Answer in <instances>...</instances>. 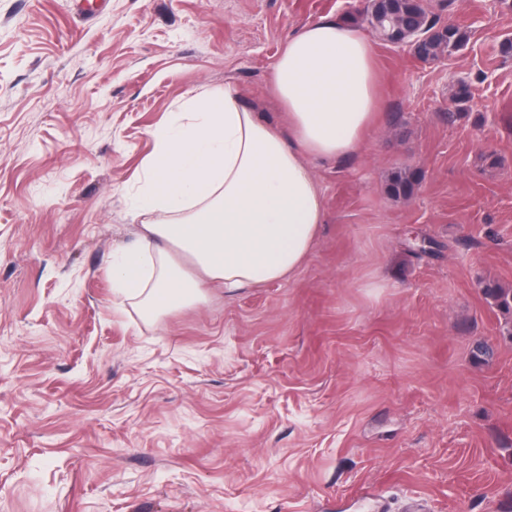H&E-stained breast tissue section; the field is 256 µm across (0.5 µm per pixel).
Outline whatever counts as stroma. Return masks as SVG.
Wrapping results in <instances>:
<instances>
[{
  "mask_svg": "<svg viewBox=\"0 0 512 512\" xmlns=\"http://www.w3.org/2000/svg\"><path fill=\"white\" fill-rule=\"evenodd\" d=\"M426 2L469 40L376 42L292 279L152 321L111 275L151 130L228 82L283 124L289 32L349 0H0V512H512V0Z\"/></svg>",
  "mask_w": 512,
  "mask_h": 512,
  "instance_id": "1",
  "label": "stroma"
}]
</instances>
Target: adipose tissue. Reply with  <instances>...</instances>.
I'll return each mask as SVG.
<instances>
[{
  "label": "adipose tissue",
  "instance_id": "ef3b65f1",
  "mask_svg": "<svg viewBox=\"0 0 512 512\" xmlns=\"http://www.w3.org/2000/svg\"><path fill=\"white\" fill-rule=\"evenodd\" d=\"M287 132L225 85L194 95L154 131L132 192L141 234L112 264L120 300L145 316L290 278L327 219L311 160L360 152L381 108L375 50L361 31L324 18L289 34L271 73Z\"/></svg>",
  "mask_w": 512,
  "mask_h": 512
}]
</instances>
